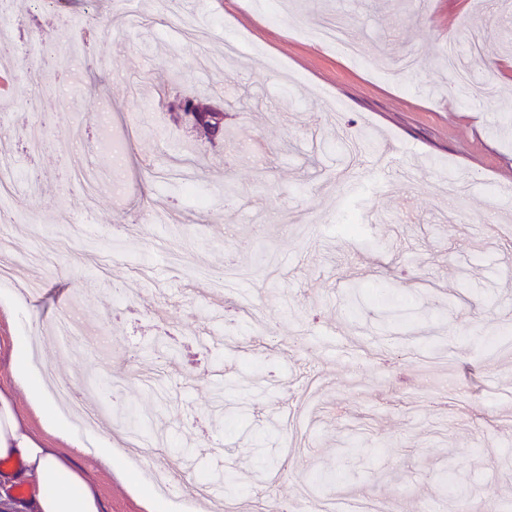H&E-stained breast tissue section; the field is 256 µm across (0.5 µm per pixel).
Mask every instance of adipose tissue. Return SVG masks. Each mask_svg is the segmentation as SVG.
I'll return each instance as SVG.
<instances>
[{
    "label": "adipose tissue",
    "mask_w": 512,
    "mask_h": 512,
    "mask_svg": "<svg viewBox=\"0 0 512 512\" xmlns=\"http://www.w3.org/2000/svg\"><path fill=\"white\" fill-rule=\"evenodd\" d=\"M6 347L11 380L0 384V512H103L84 468L51 447L48 439L53 436L81 450L95 446L103 463L115 467L119 461L112 456L111 437H85L55 409L33 362L29 337L9 336ZM19 387L40 414L44 433H36L18 408ZM20 486L31 487V494L18 498L15 490Z\"/></svg>",
    "instance_id": "obj_1"
}]
</instances>
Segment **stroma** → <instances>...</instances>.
<instances>
[{
	"instance_id": "35a3bbf8",
	"label": "stroma",
	"mask_w": 512,
	"mask_h": 512,
	"mask_svg": "<svg viewBox=\"0 0 512 512\" xmlns=\"http://www.w3.org/2000/svg\"><path fill=\"white\" fill-rule=\"evenodd\" d=\"M327 12L362 57L307 37ZM173 13L189 32L161 26ZM7 16L13 49L84 42L51 71L0 64L21 77L0 95L19 217L0 298L22 305L20 321L0 314V336L32 329L45 380L73 384L111 435L134 482L74 455L105 512H147L159 465L176 479L170 512H193L188 488L218 469L239 473L222 496L242 512L302 489L367 512L512 502V244L481 232L512 225V0H134L108 24L84 0H10ZM228 41L241 55L214 67ZM452 47L465 65L478 53L470 75L500 99L462 95ZM206 85L232 136L206 146L213 165L186 193L169 173L191 132L167 104ZM104 124L120 165L87 140ZM227 181L239 193L222 201ZM379 284L416 318L386 323ZM64 314L81 329L67 351ZM442 398L462 416L438 413ZM113 406L153 416L162 439L127 450ZM325 465L345 482L309 490Z\"/></svg>"
}]
</instances>
